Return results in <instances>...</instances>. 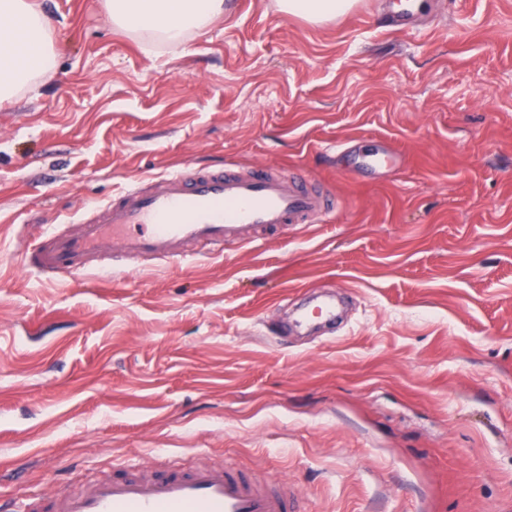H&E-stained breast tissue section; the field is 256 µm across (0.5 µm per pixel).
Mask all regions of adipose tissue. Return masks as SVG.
<instances>
[{
  "mask_svg": "<svg viewBox=\"0 0 512 512\" xmlns=\"http://www.w3.org/2000/svg\"><path fill=\"white\" fill-rule=\"evenodd\" d=\"M281 10L312 23L351 11L354 0H278ZM113 26L151 32L172 45L223 14L224 0H103ZM62 47L46 14L31 0H0V102L53 79Z\"/></svg>",
  "mask_w": 512,
  "mask_h": 512,
  "instance_id": "1",
  "label": "adipose tissue"
}]
</instances>
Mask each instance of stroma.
I'll return each mask as SVG.
<instances>
[{
    "label": "stroma",
    "instance_id": "1",
    "mask_svg": "<svg viewBox=\"0 0 512 512\" xmlns=\"http://www.w3.org/2000/svg\"><path fill=\"white\" fill-rule=\"evenodd\" d=\"M65 50L0 106V496L230 464L299 512H512V0H277L169 46L34 0ZM387 148L402 166L355 169ZM302 174L330 218L190 263L24 264L48 226L180 169ZM344 300L333 333L287 321ZM281 10L311 23H321L351 11L354 0H279Z\"/></svg>",
    "mask_w": 512,
    "mask_h": 512
}]
</instances>
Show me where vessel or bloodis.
Masks as SVG:
<instances>
[{"mask_svg":"<svg viewBox=\"0 0 512 512\" xmlns=\"http://www.w3.org/2000/svg\"><path fill=\"white\" fill-rule=\"evenodd\" d=\"M332 198L313 181L256 166L244 174L221 169L149 177L86 208L76 228L49 227L26 254L48 276L85 273L98 256L189 260L187 245L214 255L226 244H254L256 231L321 220ZM288 490L266 489L230 465H175L149 475L130 466L64 492L0 501V512H291Z\"/></svg>","mask_w":512,"mask_h":512,"instance_id":"b4317fda","label":"vessel or blood"}]
</instances>
